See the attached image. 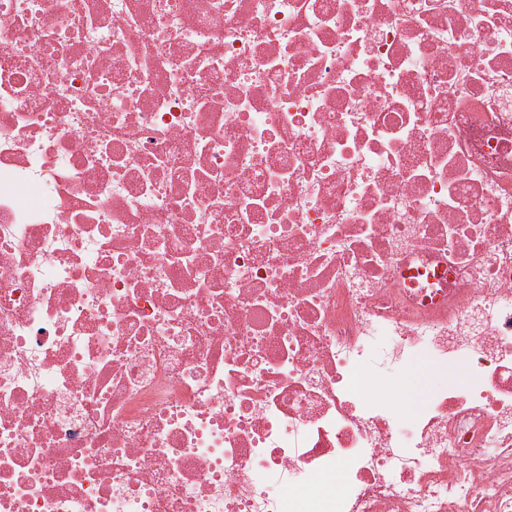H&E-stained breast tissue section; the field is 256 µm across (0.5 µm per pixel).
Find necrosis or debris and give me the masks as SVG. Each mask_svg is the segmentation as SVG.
<instances>
[{
    "label": "necrosis or debris",
    "instance_id": "4bbe7bcc",
    "mask_svg": "<svg viewBox=\"0 0 512 512\" xmlns=\"http://www.w3.org/2000/svg\"><path fill=\"white\" fill-rule=\"evenodd\" d=\"M0 512H512V0H0ZM441 376L435 373L430 365L422 360L413 366L409 371L404 387V396L407 400L408 407L415 406L424 395L425 391L438 384ZM410 381L414 382L413 387H409Z\"/></svg>",
    "mask_w": 512,
    "mask_h": 512
}]
</instances>
